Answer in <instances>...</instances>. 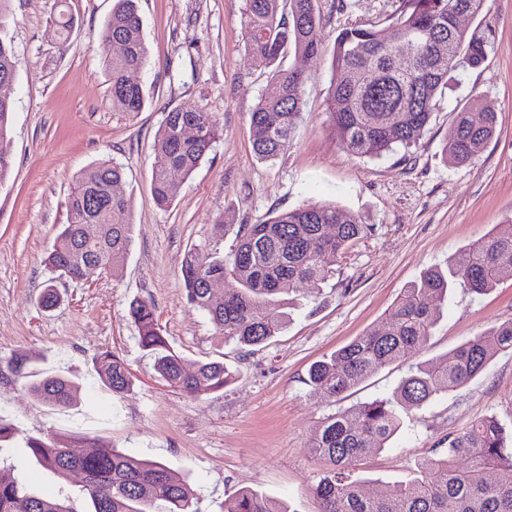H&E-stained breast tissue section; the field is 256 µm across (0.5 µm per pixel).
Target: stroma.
<instances>
[{
  "instance_id": "obj_1",
  "label": "stroma",
  "mask_w": 512,
  "mask_h": 512,
  "mask_svg": "<svg viewBox=\"0 0 512 512\" xmlns=\"http://www.w3.org/2000/svg\"><path fill=\"white\" fill-rule=\"evenodd\" d=\"M318 0L314 39L332 48L351 26L388 27L400 0ZM113 0H11L4 33L17 58L11 91L12 160L0 183V416L33 437L87 433L123 453L179 470L199 512H223L242 488L318 512L311 493L325 466L310 448L319 421L392 393L407 372L395 363L330 404L307 383L310 366L362 336L389 315L401 291L427 268L446 266L491 230L512 225V0H487L484 13L462 21L481 38L488 58L455 73L438 99L419 143L369 159L338 141L329 121L331 73L288 56L305 70L304 105L291 145L259 159L248 135L249 113L268 85V69L244 50V0H139L149 64L131 74L150 93L141 112L113 111L104 62L111 50L103 25ZM75 25L60 41V9ZM482 100L498 115L494 138L474 162L457 167L444 145L456 113ZM191 102L210 112L222 135L191 177L178 182L169 207L151 195L157 131L173 108ZM102 159L124 171L116 191L129 203L130 250L116 275L89 271L82 282L60 281L59 305L40 299L50 273L46 252L76 175ZM333 202L372 225L351 246L320 290L298 285L287 297L290 320L265 345L242 348L218 336L187 303L182 268L190 251L209 244L226 255L232 228L256 224L274 210ZM136 298L151 302L172 348L187 369L221 361L239 371L224 390L196 398L161 381L127 315ZM417 358L443 360L464 340L512 320V279L477 296L455 288ZM109 349L128 363L132 391L115 394L99 380L94 358ZM24 353V375L8 366ZM56 375L80 389L77 404L58 409L33 398L30 381ZM512 426V352L484 373L406 419L390 446L370 454L357 476L396 483L434 457L442 438L486 415ZM4 456L37 494L77 497V480L42 468L21 448Z\"/></svg>"
}]
</instances>
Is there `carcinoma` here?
<instances>
[{"mask_svg":"<svg viewBox=\"0 0 512 512\" xmlns=\"http://www.w3.org/2000/svg\"><path fill=\"white\" fill-rule=\"evenodd\" d=\"M487 0H401L390 29L350 27L336 36L330 53V117L340 143L362 158H377L422 138L436 101L461 68L487 60L483 40L468 35L455 20L464 12L480 15ZM247 59L271 67L268 90L250 112L254 153L271 160L288 148L303 106L304 71L281 65L292 51L312 64L325 51L311 37L321 21L317 0H245ZM105 37L119 44L105 63L113 110L132 115L147 101L145 89L129 74L147 65L150 49L143 35L138 0H114L104 23ZM11 44L0 36V78L16 75ZM479 121L469 110L457 113L445 144L447 160L463 166L484 150L497 128V112L481 107ZM193 125L198 136L182 135ZM219 136L212 116L184 103L170 112L158 131L152 196L160 207L174 197L175 177H190ZM123 168L101 160L76 177L68 200L67 223L48 251L46 265L74 281L90 258L117 271L131 242L132 215L127 200L111 193ZM373 230L372 225L332 203L306 202L273 212L257 224H240L231 252L219 259L201 248L187 255L182 270L188 304L205 313L224 340L259 347L278 335L287 315L276 311L277 298L297 283L318 286L334 274L345 251ZM224 280V301L212 299L206 280ZM512 279V228L495 231L460 252L444 272L427 269L403 289L386 322L358 337L310 369L308 383L330 401L369 376L415 357L431 336L439 312L430 299H443L459 286L483 295ZM142 349L154 355V369L169 386L193 397L220 391L235 380L222 362H201L188 372L171 350L154 306L141 299L129 304ZM512 352V320L464 340L443 363L416 362L391 395L341 408L326 415L311 439L312 453L328 471L313 488L319 512H512V429L494 416L448 433V447L417 466L416 475L394 485L380 484L367 494L353 468L371 450H383L399 431L402 414L454 391L481 375L499 354ZM101 383L111 392L130 391L133 376L114 352L95 357ZM41 403L66 408L78 387L60 376L28 383ZM91 451L75 455L54 437L24 438L29 456L40 466L68 477L81 476L79 497L89 512H197L185 478L166 464L126 455L96 437ZM495 473L489 480L488 474ZM0 512H81L70 499L29 492L13 468L0 465ZM224 512H290L266 496L240 489Z\"/></svg>","mask_w":512,"mask_h":512,"instance_id":"obj_1","label":"carcinoma"}]
</instances>
